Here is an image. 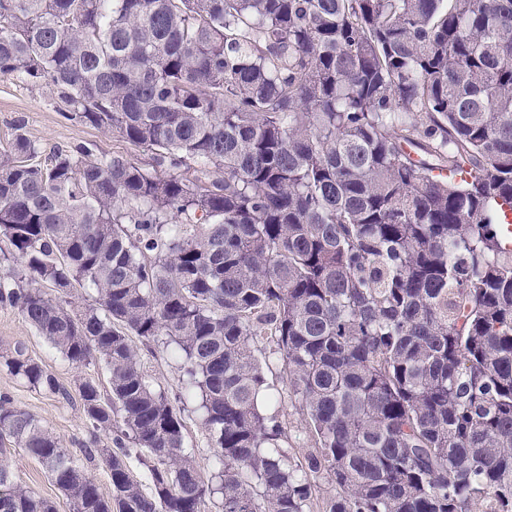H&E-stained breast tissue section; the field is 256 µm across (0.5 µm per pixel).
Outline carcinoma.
I'll list each match as a JSON object with an SVG mask.
<instances>
[{
    "label": "carcinoma",
    "instance_id": "1",
    "mask_svg": "<svg viewBox=\"0 0 512 512\" xmlns=\"http://www.w3.org/2000/svg\"><path fill=\"white\" fill-rule=\"evenodd\" d=\"M8 77L130 150L0 151V303L109 383L77 385L81 460L0 395V512H56L13 448L73 512H307L310 472L322 512H512V0H0ZM134 336L176 360L210 476ZM2 369L69 396L22 345ZM259 351L256 352L257 357L261 360L271 392L278 396L277 411L279 420L285 430V437L282 441L283 449L286 452L288 461L292 464L305 466L308 455L315 451L314 441L310 432L306 417L299 409L297 400L294 396H290L288 389L285 387V379L280 372V367L276 364L277 355L275 353V345L271 342L261 340L258 343ZM269 367V369L267 368ZM181 416L185 423V447L192 453L202 471L208 473L215 458L216 448L212 447L207 432L201 427L193 405L185 406ZM11 464L16 476L23 484L35 493L55 502L57 512H72L69 500L52 483L45 469L37 461L17 451L11 457Z\"/></svg>",
    "mask_w": 512,
    "mask_h": 512
}]
</instances>
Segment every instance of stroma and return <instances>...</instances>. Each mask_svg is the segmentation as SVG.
<instances>
[{
  "label": "stroma",
  "mask_w": 512,
  "mask_h": 512,
  "mask_svg": "<svg viewBox=\"0 0 512 512\" xmlns=\"http://www.w3.org/2000/svg\"><path fill=\"white\" fill-rule=\"evenodd\" d=\"M23 134L48 155L80 144H91L97 153L109 155L127 151L128 146L115 135L67 118L52 86L17 78H0V147L8 145L15 134ZM23 345L29 355L42 361L70 391V398L50 397L29 388L16 377L0 371V393H9L15 405L35 414L71 449H78L84 437V416L74 391L79 380L95 379L106 384L107 374L100 366L74 368L63 361L54 349L32 328L16 309L0 305V351ZM258 358L265 366L272 392L278 393L277 411L285 430L282 446L291 464H305L314 450L307 420L297 400L290 396L276 364L275 346L258 343ZM181 416L185 423V447L202 471H210L215 458L207 432L201 427L194 406H186ZM18 479L35 493L55 502L57 512H71L72 506L48 477L45 469L23 453L11 458Z\"/></svg>",
  "instance_id": "35a3bbf8"
}]
</instances>
